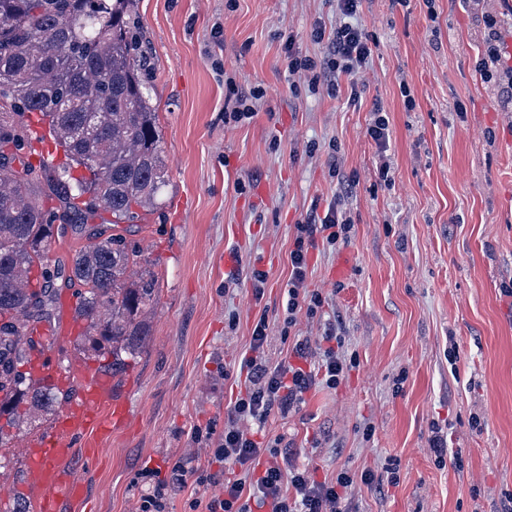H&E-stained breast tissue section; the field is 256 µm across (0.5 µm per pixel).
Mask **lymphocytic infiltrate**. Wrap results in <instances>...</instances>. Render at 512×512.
Masks as SVG:
<instances>
[{"instance_id":"f902f5d3","label":"lymphocytic infiltrate","mask_w":512,"mask_h":512,"mask_svg":"<svg viewBox=\"0 0 512 512\" xmlns=\"http://www.w3.org/2000/svg\"><path fill=\"white\" fill-rule=\"evenodd\" d=\"M336 9L340 22L333 33H326L323 27L317 26L310 37L317 43L328 42L329 64L336 73L347 76V101L353 104L367 87L363 72L372 49L358 22L362 0H336ZM488 26L478 69L486 80L502 85L506 102L512 104V65L507 64L501 54L496 20H489ZM349 229V220L335 205L329 206L319 223L297 225L289 253L288 326L296 325L299 313L316 315L325 303L321 292L308 291L306 286L310 247L320 235L328 244H336ZM267 329L262 319L253 328L250 352L243 356L240 365L248 381L246 394L230 409L224 431L215 439L211 451L213 461L245 466L244 476L219 484V491L208 499H191L190 512H252L256 505L267 508L268 512H343L342 490L349 484L347 477H338L333 483L319 482L306 469L282 470L277 458L289 455V448L283 447L277 439L265 444L254 438L257 428L263 427L271 414L287 413L294 405L302 403L304 394L313 386L322 384L333 388L339 384L348 365L335 344L337 336L329 329L321 340L314 342L306 337L296 340L285 359L272 364L264 357ZM264 453L270 457L264 471L257 475L248 470V463ZM187 472V463L183 460L175 463L166 478L156 472H145L149 490L143 495L138 512H166L170 493L184 484Z\"/></svg>"}]
</instances>
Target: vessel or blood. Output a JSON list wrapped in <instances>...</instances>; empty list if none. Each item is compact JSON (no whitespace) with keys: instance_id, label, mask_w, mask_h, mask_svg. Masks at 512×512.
I'll return each instance as SVG.
<instances>
[{"instance_id":"1","label":"vessel or blood","mask_w":512,"mask_h":512,"mask_svg":"<svg viewBox=\"0 0 512 512\" xmlns=\"http://www.w3.org/2000/svg\"><path fill=\"white\" fill-rule=\"evenodd\" d=\"M51 355L50 346L39 345L32 353L29 371L35 378L65 385V374L48 363ZM128 419V404L115 395L111 378L100 373L87 376L51 429L25 450L28 487L39 512H63L64 504L86 498V486L71 471L69 461L79 455L93 460L99 441L123 428Z\"/></svg>"}]
</instances>
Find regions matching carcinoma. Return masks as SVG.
<instances>
[{
    "label": "carcinoma",
    "mask_w": 512,
    "mask_h": 512,
    "mask_svg": "<svg viewBox=\"0 0 512 512\" xmlns=\"http://www.w3.org/2000/svg\"><path fill=\"white\" fill-rule=\"evenodd\" d=\"M136 0H0V447L24 422L58 413L70 393L21 371L41 323L59 302L56 281L81 287L75 318L84 350L117 375L150 334L147 309L158 278L122 237L72 214L104 210L112 223H133L136 209L153 211L168 185L157 112L142 79L133 35ZM47 121L64 159L35 166L17 157L30 147L25 115ZM42 188L64 204L46 210L33 196ZM90 242L69 268L51 263L55 223ZM140 267L138 281L126 285Z\"/></svg>",
    "instance_id": "carcinoma-1"
}]
</instances>
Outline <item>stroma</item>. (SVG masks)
Here are the masks:
<instances>
[{
  "instance_id": "obj_1",
  "label": "stroma",
  "mask_w": 512,
  "mask_h": 512,
  "mask_svg": "<svg viewBox=\"0 0 512 512\" xmlns=\"http://www.w3.org/2000/svg\"><path fill=\"white\" fill-rule=\"evenodd\" d=\"M150 65L143 79L158 113L170 181L157 211L117 228L158 277L150 335L113 381L131 412L102 440L97 462L70 465L88 485L64 512H137L140 471L169 476L175 461L238 478L212 462L204 436L222 432L243 393L240 371L259 318L280 362L288 342L289 252L296 225L336 204L347 239L311 248L307 286L327 298L298 314L295 333L334 326L354 366L333 389L313 387L258 440L290 444V463L317 480L350 476L346 512H503L512 493V111L476 62L486 16L512 47L506 0H363L372 56L360 102L310 93L289 75L287 36L324 59L315 25L336 26V0H136ZM221 60L223 73L212 62ZM262 90L256 116L228 123L239 95ZM388 122L379 149L374 111ZM340 168L331 171L329 153ZM388 180L377 173L380 153ZM351 268L333 272L341 257ZM266 272L262 293L248 273ZM57 311L53 364L72 388L99 363ZM448 437L458 464H438L429 439ZM45 425L17 431L0 450V512L28 499L20 448Z\"/></svg>"
}]
</instances>
